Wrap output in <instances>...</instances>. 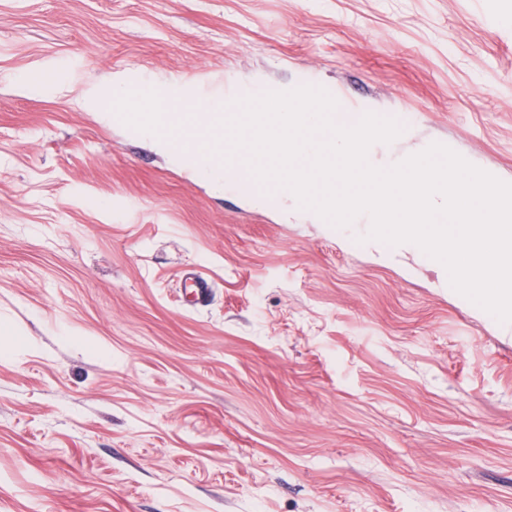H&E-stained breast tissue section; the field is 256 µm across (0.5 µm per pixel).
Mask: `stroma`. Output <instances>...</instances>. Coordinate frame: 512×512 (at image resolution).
<instances>
[{
    "label": "stroma",
    "mask_w": 512,
    "mask_h": 512,
    "mask_svg": "<svg viewBox=\"0 0 512 512\" xmlns=\"http://www.w3.org/2000/svg\"><path fill=\"white\" fill-rule=\"evenodd\" d=\"M510 14L0 0V512H512V332L364 225L193 176L109 91L337 90L407 113L393 155L512 181Z\"/></svg>",
    "instance_id": "35a3bbf8"
}]
</instances>
